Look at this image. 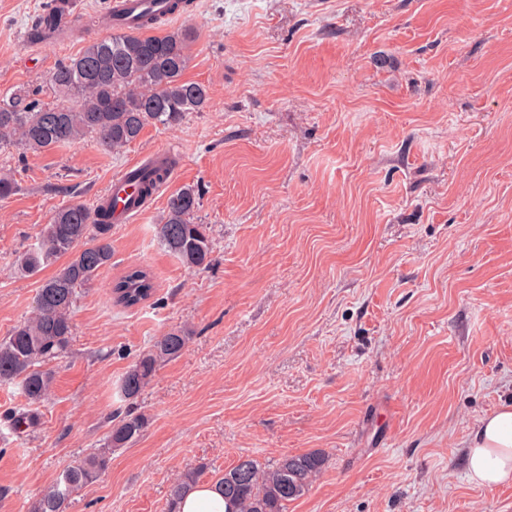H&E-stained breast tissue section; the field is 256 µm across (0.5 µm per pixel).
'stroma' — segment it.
<instances>
[{"instance_id":"35a3bbf8","label":"stroma","mask_w":512,"mask_h":512,"mask_svg":"<svg viewBox=\"0 0 512 512\" xmlns=\"http://www.w3.org/2000/svg\"><path fill=\"white\" fill-rule=\"evenodd\" d=\"M73 33L31 40L50 0H0V94L57 96L51 71L109 37L110 0H73ZM185 80L210 102L113 152L94 137L0 147V338L54 267L17 269L58 208H95L141 156L173 153L149 205L112 227V264L72 309L51 396L0 382V512H33L103 447L111 416L148 424L67 512H166L171 484L240 457L324 452L286 512H512L478 486L463 443L512 401V0H194ZM200 193L212 263L156 236L169 197ZM145 269L144 304L112 284ZM173 329L190 340L132 401L124 373ZM154 288V282L146 271L132 268L113 283V301L127 309L138 307L151 298Z\"/></svg>"}]
</instances>
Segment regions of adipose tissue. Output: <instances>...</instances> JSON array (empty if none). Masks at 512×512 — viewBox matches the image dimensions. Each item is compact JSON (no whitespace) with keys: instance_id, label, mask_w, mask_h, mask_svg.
Returning a JSON list of instances; mask_svg holds the SVG:
<instances>
[{"instance_id":"ef3b65f1","label":"adipose tissue","mask_w":512,"mask_h":512,"mask_svg":"<svg viewBox=\"0 0 512 512\" xmlns=\"http://www.w3.org/2000/svg\"><path fill=\"white\" fill-rule=\"evenodd\" d=\"M466 470L472 483L512 482V403L480 420L467 441Z\"/></svg>"}]
</instances>
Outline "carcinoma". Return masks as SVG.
Wrapping results in <instances>:
<instances>
[{"instance_id": "1", "label": "carcinoma", "mask_w": 512, "mask_h": 512, "mask_svg": "<svg viewBox=\"0 0 512 512\" xmlns=\"http://www.w3.org/2000/svg\"><path fill=\"white\" fill-rule=\"evenodd\" d=\"M192 33L148 34L112 28V35L88 42L74 57L60 63L49 82L59 102L45 105L26 91L0 96V145L18 143L41 153L78 142L89 135L118 151L136 141L150 123L173 125L188 112L209 103L208 87L184 79L190 62ZM166 169L138 171L140 194L150 195ZM200 194L185 187L171 196L161 223L160 244L190 268L203 269L212 261L208 226L194 221ZM61 264L37 290L33 316L0 339V382L18 380L30 404L46 401L53 376L44 366L70 349L71 313L80 289L91 285L112 264V211L83 204L60 208L39 233L38 245L19 259L18 269L33 272ZM154 293V282L142 269L132 268L112 285L115 304L130 309ZM189 341L183 330H171L154 342L122 377L123 397L136 399L156 368L179 357ZM147 424L142 414L127 412L114 419L105 447L68 466L47 488L34 512H66L76 490L94 481L107 468L112 451L132 443ZM326 465L319 451L285 454L263 466L249 456L216 480L232 512H285L286 505L304 496ZM197 473L184 474L171 485L168 512L194 486Z\"/></svg>"}]
</instances>
